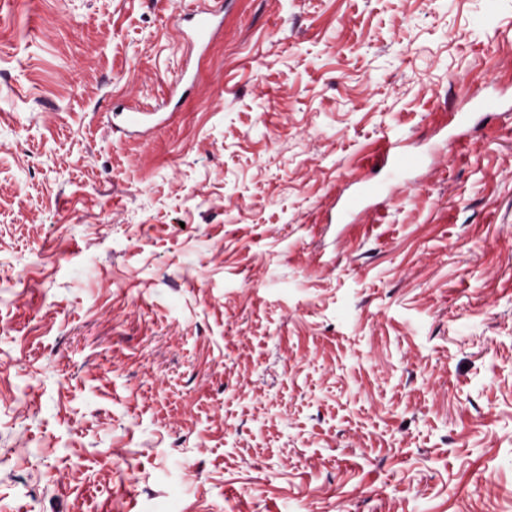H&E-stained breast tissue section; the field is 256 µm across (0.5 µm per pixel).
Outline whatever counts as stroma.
<instances>
[{
  "label": "stroma",
  "instance_id": "1",
  "mask_svg": "<svg viewBox=\"0 0 512 512\" xmlns=\"http://www.w3.org/2000/svg\"><path fill=\"white\" fill-rule=\"evenodd\" d=\"M511 28L5 0L0 512H512ZM211 15L210 10H193L191 13V19L194 22L193 36L200 45H207L216 34Z\"/></svg>",
  "mask_w": 512,
  "mask_h": 512
}]
</instances>
